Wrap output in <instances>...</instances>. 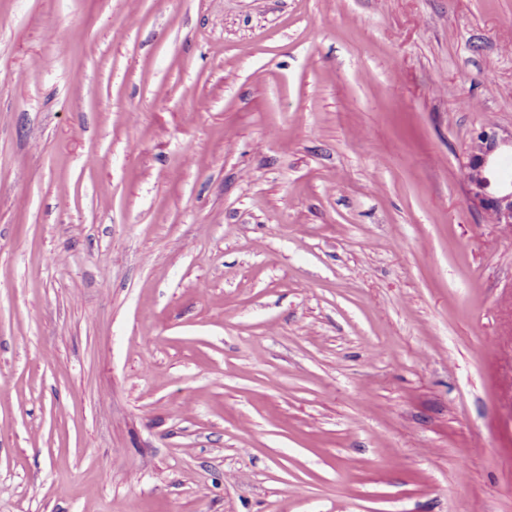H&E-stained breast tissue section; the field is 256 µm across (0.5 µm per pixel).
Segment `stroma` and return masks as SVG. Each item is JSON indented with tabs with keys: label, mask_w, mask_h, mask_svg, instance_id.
I'll return each mask as SVG.
<instances>
[{
	"label": "stroma",
	"mask_w": 512,
	"mask_h": 512,
	"mask_svg": "<svg viewBox=\"0 0 512 512\" xmlns=\"http://www.w3.org/2000/svg\"><path fill=\"white\" fill-rule=\"evenodd\" d=\"M486 125L512 0H0V512H512ZM504 147L512 154V133L503 137L493 125L476 133L464 168L466 194L475 211H492L498 224H512V178L502 174L498 161Z\"/></svg>",
	"instance_id": "35a3bbf8"
}]
</instances>
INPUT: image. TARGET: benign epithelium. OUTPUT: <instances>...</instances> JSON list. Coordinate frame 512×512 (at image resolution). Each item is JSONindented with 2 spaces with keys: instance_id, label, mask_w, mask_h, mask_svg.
<instances>
[{
  "instance_id": "benign-epithelium-1",
  "label": "benign epithelium",
  "mask_w": 512,
  "mask_h": 512,
  "mask_svg": "<svg viewBox=\"0 0 512 512\" xmlns=\"http://www.w3.org/2000/svg\"><path fill=\"white\" fill-rule=\"evenodd\" d=\"M512 148V134L504 137L493 125L482 127L471 142L465 163L467 199L480 213L492 211L498 223L512 224V178L501 172L503 148Z\"/></svg>"
}]
</instances>
